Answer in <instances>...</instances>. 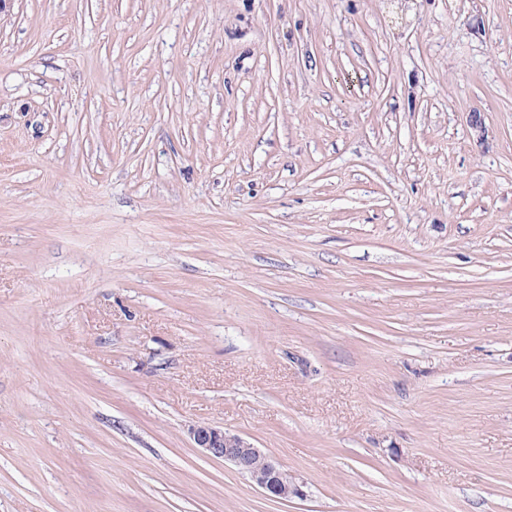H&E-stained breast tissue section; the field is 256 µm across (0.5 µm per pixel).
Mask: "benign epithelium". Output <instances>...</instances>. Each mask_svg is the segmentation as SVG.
I'll list each match as a JSON object with an SVG mask.
<instances>
[{
  "label": "benign epithelium",
  "mask_w": 512,
  "mask_h": 512,
  "mask_svg": "<svg viewBox=\"0 0 512 512\" xmlns=\"http://www.w3.org/2000/svg\"><path fill=\"white\" fill-rule=\"evenodd\" d=\"M190 438L205 455L232 464L266 496L285 501L306 497L303 482L241 437L204 424L193 427Z\"/></svg>",
  "instance_id": "1"
}]
</instances>
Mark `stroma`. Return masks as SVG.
I'll list each match as a JSON object with an SVG mask.
<instances>
[{
    "instance_id": "obj_1",
    "label": "stroma",
    "mask_w": 512,
    "mask_h": 512,
    "mask_svg": "<svg viewBox=\"0 0 512 512\" xmlns=\"http://www.w3.org/2000/svg\"><path fill=\"white\" fill-rule=\"evenodd\" d=\"M0 512H512V0H8ZM190 438L195 448H200L209 457L232 464L266 496L285 501L306 497L302 481L241 437L204 424L193 427Z\"/></svg>"
}]
</instances>
